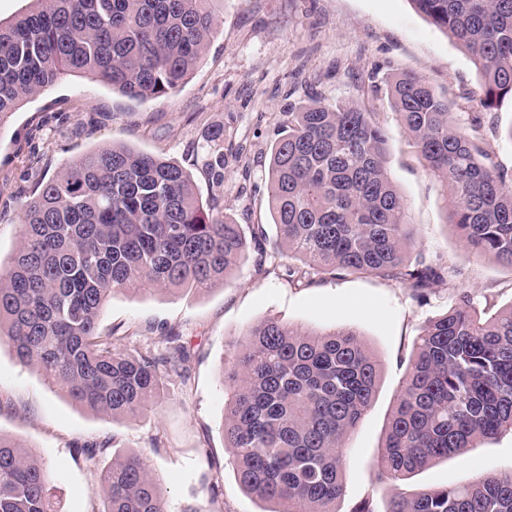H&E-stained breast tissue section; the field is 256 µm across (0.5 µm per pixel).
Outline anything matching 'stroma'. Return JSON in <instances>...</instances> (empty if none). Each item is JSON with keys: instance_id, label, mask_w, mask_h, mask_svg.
<instances>
[{"instance_id": "1", "label": "stroma", "mask_w": 512, "mask_h": 512, "mask_svg": "<svg viewBox=\"0 0 512 512\" xmlns=\"http://www.w3.org/2000/svg\"><path fill=\"white\" fill-rule=\"evenodd\" d=\"M218 18L203 60L169 97L133 100L70 76L0 127V260L15 253L23 206L41 182L71 158L112 143L179 164L202 199H218L220 211L235 223L271 224V148L285 112L312 90L325 102L354 99L375 112L391 135L386 168L411 207L418 245L453 263L458 275L422 300L375 275L323 274L304 285L290 280L293 261L271 234L265 270L250 257L206 290L114 293L100 313L102 327L123 325L138 333L136 343L115 341V350H132L172 327L190 351L188 384L169 381L157 410L120 421L75 405L0 345V431L38 451L51 474L58 512H100L102 501L93 493L97 468L76 446L109 436L114 453H142L162 474L168 512H180L194 496L208 500L211 512H261V503L235 478L224 446L222 368L246 329L268 319L298 328L351 326L380 359L375 402L345 440L344 502L369 496L385 506L393 491L378 480L374 462L415 337L462 293L483 312L512 304V269L464 254L446 222L437 183L386 98L368 91L385 74L409 70L450 96L475 92L477 71L463 47L419 15L410 0H224ZM216 127L224 130L220 183L205 166L207 135ZM509 469L512 434L505 433L430 467L403 489L453 486Z\"/></svg>"}]
</instances>
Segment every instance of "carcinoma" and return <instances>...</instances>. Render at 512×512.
Segmentation results:
<instances>
[{
    "label": "carcinoma",
    "mask_w": 512,
    "mask_h": 512,
    "mask_svg": "<svg viewBox=\"0 0 512 512\" xmlns=\"http://www.w3.org/2000/svg\"><path fill=\"white\" fill-rule=\"evenodd\" d=\"M0 23V127L64 76L99 81L130 99L174 93L217 32L215 0H31ZM416 12L472 55L479 89L457 99L416 73L384 79L399 116L465 252L512 269V170L494 161L484 113L512 101V0H410ZM482 112L461 119L459 100ZM385 127L360 103L309 97L287 114L272 148L268 206L280 244L319 274L377 275L417 296L455 267L417 243L409 207L386 170ZM266 229L243 226L203 203L179 165L125 145L103 146L41 183L20 224V245L0 268V344L76 405L114 420L144 415L165 380L186 383L189 352L166 328L163 348L117 352L120 327L99 316L117 291L163 285L203 290L228 278L254 243L263 266ZM224 447L240 486L261 512H378L366 497L348 510L346 435L371 407L382 364L356 329L302 331L277 320L250 328L223 366ZM512 433V303L492 314L462 294L415 338L393 398L378 479L394 487L385 512H512V470L459 486L407 493L430 465ZM111 439L85 442L95 464ZM163 477L142 455L101 467L102 512H167ZM0 512H57L49 471L33 448L0 430Z\"/></svg>",
    "instance_id": "carcinoma-1"
}]
</instances>
